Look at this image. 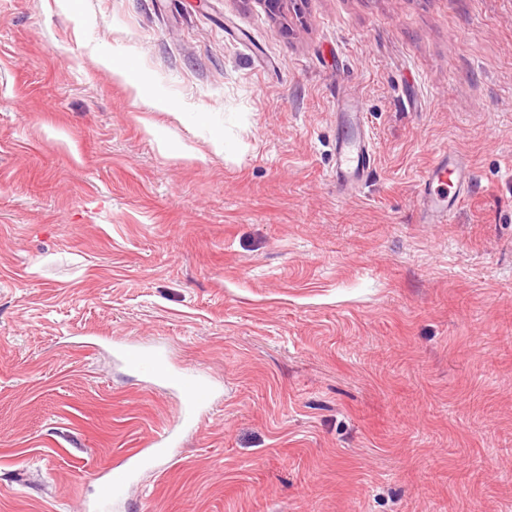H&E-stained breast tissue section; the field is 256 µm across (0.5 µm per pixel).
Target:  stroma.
<instances>
[{
    "label": "stroma",
    "instance_id": "35a3bbf8",
    "mask_svg": "<svg viewBox=\"0 0 512 512\" xmlns=\"http://www.w3.org/2000/svg\"><path fill=\"white\" fill-rule=\"evenodd\" d=\"M152 340L219 401L110 512H512V0H0V512L177 424ZM355 127L357 135L350 136L348 128ZM372 137L367 129L363 112L354 97L345 95L336 102V161L332 177L336 185L348 188L362 182L374 166ZM470 180L469 168L456 156H448V152H444L429 169L418 191V203L424 222H447L466 193ZM446 186L448 195L440 191L441 187ZM449 188H454L452 195Z\"/></svg>",
    "mask_w": 512,
    "mask_h": 512
}]
</instances>
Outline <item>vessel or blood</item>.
I'll use <instances>...</instances> for the list:
<instances>
[{"label":"vessel or blood","mask_w":512,"mask_h":512,"mask_svg":"<svg viewBox=\"0 0 512 512\" xmlns=\"http://www.w3.org/2000/svg\"><path fill=\"white\" fill-rule=\"evenodd\" d=\"M372 137L363 114L352 96L336 102V161L332 176L337 185L348 188L362 182L374 166ZM471 172L456 157L441 155L424 177L418 191V203L424 222L442 224L455 212L465 194ZM125 364L150 378H162L182 395L181 420L192 424L210 406L213 384L202 370L172 366L162 344L129 345L121 348ZM176 443L173 429L157 432L151 439L150 452L133 449L129 465L114 471L106 482L98 500L99 512H107L111 503L123 500L137 474L155 466Z\"/></svg>","instance_id":"obj_1"}]
</instances>
